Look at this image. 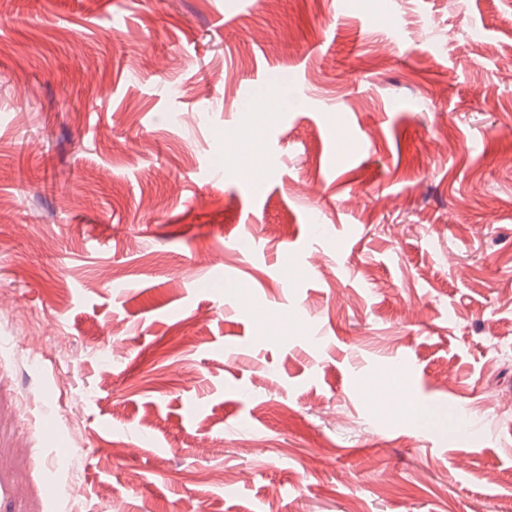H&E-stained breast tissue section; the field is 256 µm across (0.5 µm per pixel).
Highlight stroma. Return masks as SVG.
Instances as JSON below:
<instances>
[{
	"mask_svg": "<svg viewBox=\"0 0 512 512\" xmlns=\"http://www.w3.org/2000/svg\"><path fill=\"white\" fill-rule=\"evenodd\" d=\"M508 55L512 0H8L0 512H512ZM243 158L245 169L250 173H255L265 166V158L256 147L254 140L250 139L243 142L240 146L230 151H224V160L226 158Z\"/></svg>",
	"mask_w": 512,
	"mask_h": 512,
	"instance_id": "obj_1",
	"label": "stroma"
}]
</instances>
